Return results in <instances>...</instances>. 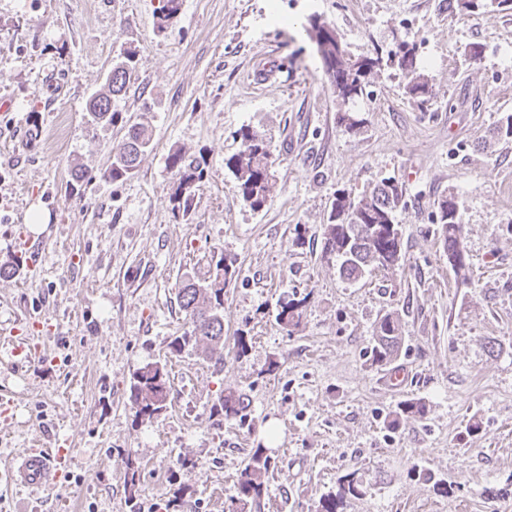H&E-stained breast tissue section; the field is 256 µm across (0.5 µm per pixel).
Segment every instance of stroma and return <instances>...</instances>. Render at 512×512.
I'll list each match as a JSON object with an SVG mask.
<instances>
[{
	"mask_svg": "<svg viewBox=\"0 0 512 512\" xmlns=\"http://www.w3.org/2000/svg\"><path fill=\"white\" fill-rule=\"evenodd\" d=\"M162 0H0V472L32 448L65 466L28 493L0 479V512H130L127 458L142 466L141 512H225L249 448L271 458L264 512H317L350 472L361 497L342 512H512V9L451 13L444 0H183L159 30ZM320 17L354 56L414 38L432 90L417 109L387 68L354 104L328 84L306 31ZM482 51L469 55L471 46ZM141 65L94 126L88 97L126 50ZM147 116L154 147L137 170L104 178L126 120ZM250 126L267 134L274 190L251 210L225 160ZM203 160L196 207L174 218L166 158ZM92 171L79 193L71 172ZM403 190L398 266L357 282L325 257L337 191L385 178ZM456 196L468 269L437 241L436 203ZM47 217L34 229V213ZM237 260L224 293V366L172 355L184 316L177 283L213 253ZM302 298L299 327L276 319ZM401 324L388 365L371 361L385 314ZM43 361L11 357V330ZM248 351L237 355L236 336ZM164 363L171 403L137 417L129 381ZM276 370H269V363ZM403 367L401 387L385 385ZM242 393L245 419L220 393ZM419 399L424 416L396 417ZM275 432H268V425ZM192 460L182 468L180 458ZM214 408L217 412H224V417L226 418L239 417L240 419H244L246 416L244 412L246 411L247 404L245 405L244 397L241 394L223 392L218 396L217 403L214 404Z\"/></svg>",
	"mask_w": 512,
	"mask_h": 512,
	"instance_id": "obj_1",
	"label": "stroma"
}]
</instances>
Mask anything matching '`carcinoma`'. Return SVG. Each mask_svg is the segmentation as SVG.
I'll list each match as a JSON object with an SVG mask.
<instances>
[{"mask_svg": "<svg viewBox=\"0 0 512 512\" xmlns=\"http://www.w3.org/2000/svg\"><path fill=\"white\" fill-rule=\"evenodd\" d=\"M311 37L316 44L327 81L343 102L353 101L364 95L365 78L383 67L379 54L353 57L343 48L336 31L318 20L310 22ZM397 66L409 78L407 93L418 109L428 111L431 89L424 74L417 66V44L403 40L398 45ZM139 68L136 53L127 51L112 64V78L91 95L86 104L89 120L95 124L112 125L121 119L117 100L126 95L131 80ZM237 136L241 149L231 155L225 166L239 183L242 201L253 210L262 209L273 189L271 174L270 141L266 135L243 126ZM153 149L147 125L132 123L125 139L112 149L109 167L103 176L120 182L135 171L140 158ZM168 167L176 180L172 186L170 202L175 215L187 217L195 207L198 183L204 176L202 163L190 159L180 151L167 157ZM403 190L391 181H384L371 192L354 196L340 190L332 202L323 231V253L336 259L340 275L348 281H359L366 274L378 270L389 271L399 262L402 252V232L396 221V211L402 201ZM435 223L439 224L438 241L448 256L449 263H458L464 269L467 257L462 245V224L456 197L449 195L437 201ZM213 269L203 281L185 280L178 286L180 310L184 313L186 327L170 342L173 354L195 349L216 365L224 363V289L237 274L236 260L220 254L212 257ZM307 298H285L280 303L277 319L284 327L299 325ZM400 323L397 317L387 314L380 321L374 345L372 363L382 366L391 360L398 348ZM157 364H148L130 380V399L136 415L151 419L167 409L161 403L154 381ZM216 411L226 418H244L247 405L244 397L234 392L220 393ZM271 468V458L264 449L257 448L247 458L237 478V494L231 501V512H245L253 504L261 503L266 495V479ZM124 485L130 507L140 509V465L129 458L126 462ZM363 481L356 472L343 477L339 494H328L320 499V512H337L342 499L362 495Z\"/></svg>", "mask_w": 512, "mask_h": 512, "instance_id": "carcinoma-1", "label": "carcinoma"}]
</instances>
